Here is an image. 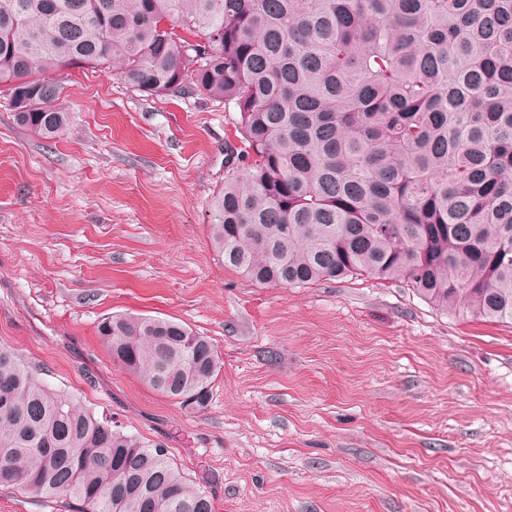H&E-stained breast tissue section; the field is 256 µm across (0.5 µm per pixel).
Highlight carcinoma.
Returning a JSON list of instances; mask_svg holds the SVG:
<instances>
[{"label": "carcinoma", "instance_id": "cac0c4a2", "mask_svg": "<svg viewBox=\"0 0 512 512\" xmlns=\"http://www.w3.org/2000/svg\"><path fill=\"white\" fill-rule=\"evenodd\" d=\"M108 65L148 96L240 113L250 159L211 242L253 283L403 280L437 309L512 324V0H0L16 123L68 129L49 74ZM100 339L202 407L220 363L181 322L110 315ZM81 512H212L168 450L51 388L0 346V489Z\"/></svg>", "mask_w": 512, "mask_h": 512}]
</instances>
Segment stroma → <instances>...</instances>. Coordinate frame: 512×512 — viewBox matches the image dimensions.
Segmentation results:
<instances>
[{
  "instance_id": "obj_1",
  "label": "stroma",
  "mask_w": 512,
  "mask_h": 512,
  "mask_svg": "<svg viewBox=\"0 0 512 512\" xmlns=\"http://www.w3.org/2000/svg\"><path fill=\"white\" fill-rule=\"evenodd\" d=\"M67 132L16 125L0 85V345L162 444L214 512H512V325L370 275L252 283L210 243L244 173L239 114L55 73ZM112 313L183 321L221 361L206 407L113 364Z\"/></svg>"
}]
</instances>
